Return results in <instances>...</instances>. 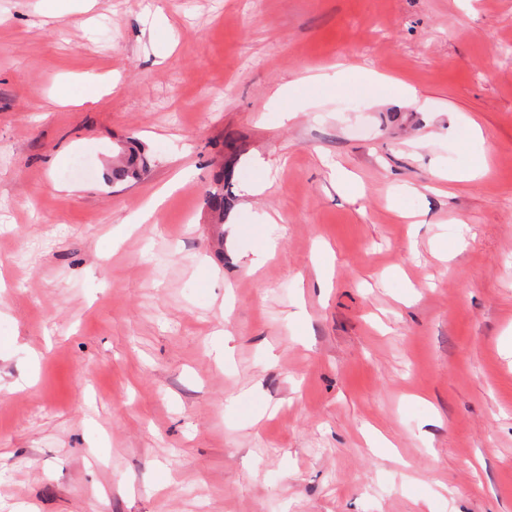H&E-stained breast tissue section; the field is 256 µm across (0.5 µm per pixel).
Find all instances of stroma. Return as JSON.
Here are the masks:
<instances>
[{
	"instance_id": "35a3bbf8",
	"label": "stroma",
	"mask_w": 512,
	"mask_h": 512,
	"mask_svg": "<svg viewBox=\"0 0 512 512\" xmlns=\"http://www.w3.org/2000/svg\"><path fill=\"white\" fill-rule=\"evenodd\" d=\"M507 46L512 0H0V512H512ZM148 160L146 155L140 151L131 150L123 161L114 166L112 177L116 180L137 181L147 172ZM224 184L222 188L215 189L214 191H211V195L209 198H206V204L210 206L215 212H218L219 219L224 220L225 213L230 208V202L233 199L231 192L229 193V190L227 189L226 194H224V187L231 185V173L230 171L224 172L223 176Z\"/></svg>"
}]
</instances>
